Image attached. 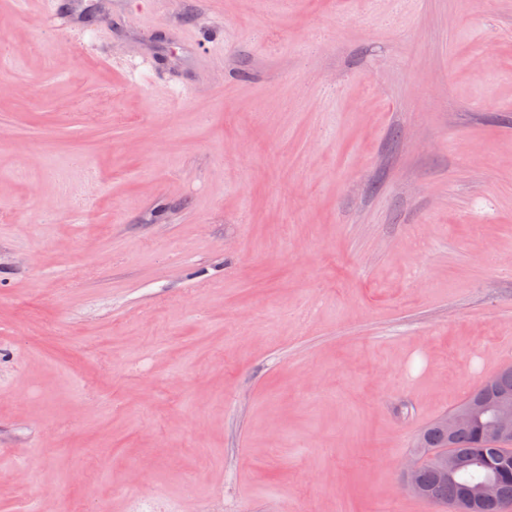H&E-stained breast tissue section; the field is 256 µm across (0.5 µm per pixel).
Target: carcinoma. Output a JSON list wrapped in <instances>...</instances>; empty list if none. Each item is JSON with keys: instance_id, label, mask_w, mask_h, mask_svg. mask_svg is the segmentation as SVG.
<instances>
[{"instance_id": "carcinoma-1", "label": "carcinoma", "mask_w": 512, "mask_h": 512, "mask_svg": "<svg viewBox=\"0 0 512 512\" xmlns=\"http://www.w3.org/2000/svg\"><path fill=\"white\" fill-rule=\"evenodd\" d=\"M498 392L512 393V367L502 369L492 378L484 381L468 400L490 398ZM416 447L428 455V463L421 472L422 499L445 507L455 499L462 485L488 475L498 482V502L476 512H503L506 505L512 504V476L500 477L488 469L482 462V456L493 457L506 453L512 457V448L506 450L484 432V422L477 421L471 427L448 438V429L437 419L425 426L417 439ZM443 452H450L472 458L478 463L477 468L462 472L453 480H448L439 469L437 457Z\"/></svg>"}]
</instances>
